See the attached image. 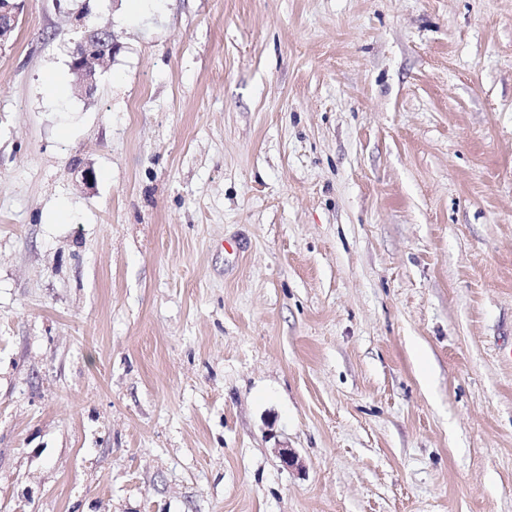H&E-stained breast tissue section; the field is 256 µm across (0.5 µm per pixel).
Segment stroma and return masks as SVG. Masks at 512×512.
Returning a JSON list of instances; mask_svg holds the SVG:
<instances>
[{"mask_svg": "<svg viewBox=\"0 0 512 512\" xmlns=\"http://www.w3.org/2000/svg\"><path fill=\"white\" fill-rule=\"evenodd\" d=\"M81 4L0 50V512H512V0H93L90 97ZM119 43L111 30H87L71 51V67L79 77L80 91L92 96L98 76L94 64L112 58L119 50Z\"/></svg>", "mask_w": 512, "mask_h": 512, "instance_id": "obj_1", "label": "stroma"}]
</instances>
